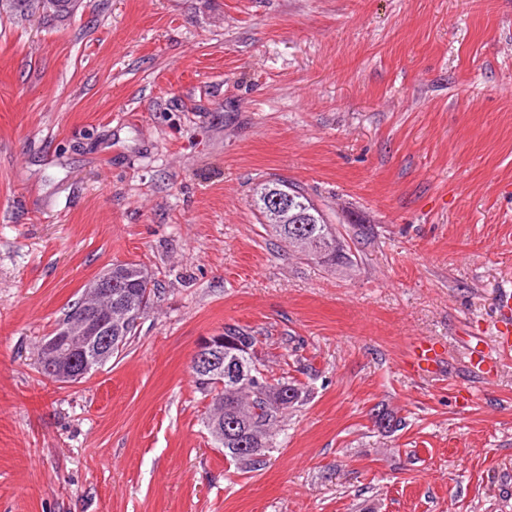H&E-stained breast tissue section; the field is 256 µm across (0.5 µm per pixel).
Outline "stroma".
<instances>
[{
    "label": "stroma",
    "instance_id": "stroma-1",
    "mask_svg": "<svg viewBox=\"0 0 512 512\" xmlns=\"http://www.w3.org/2000/svg\"><path fill=\"white\" fill-rule=\"evenodd\" d=\"M304 187L324 269L249 190ZM115 262L161 286L75 384L41 339ZM512 0H89L0 14V512H512ZM237 324L313 367L261 470L208 435L191 360ZM439 341L437 374L405 366ZM402 417L394 433L375 409ZM8 7L20 13L39 14L46 22H62L82 4L80 0H6ZM292 194L288 210L277 216L266 208L269 194ZM249 205L258 214L260 224L288 241L299 257L321 266H342L351 262L350 249L335 224H328L306 191L288 180L272 178L260 183L250 197ZM502 328L497 336V352L499 357L512 354V336H510V317L512 319V291L504 290L498 301ZM468 363L471 371L485 379L492 378L496 375L499 367V358L491 357L480 346V342L469 344L468 346Z\"/></svg>",
    "mask_w": 512,
    "mask_h": 512
}]
</instances>
